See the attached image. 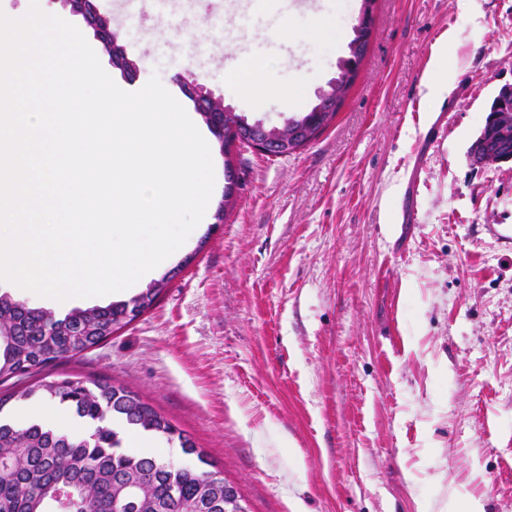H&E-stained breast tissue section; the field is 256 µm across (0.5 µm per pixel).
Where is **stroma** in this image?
Listing matches in <instances>:
<instances>
[{
    "mask_svg": "<svg viewBox=\"0 0 512 512\" xmlns=\"http://www.w3.org/2000/svg\"><path fill=\"white\" fill-rule=\"evenodd\" d=\"M96 4L133 87L175 90L190 67L269 126L337 77L360 8L169 0L128 20L123 0ZM374 18L330 127L286 156L232 147L223 224L207 212L158 304L47 376L139 394L248 512H512V161L467 155L512 84V0H376ZM250 66L268 80L246 93Z\"/></svg>",
    "mask_w": 512,
    "mask_h": 512,
    "instance_id": "stroma-1",
    "label": "stroma"
}]
</instances>
